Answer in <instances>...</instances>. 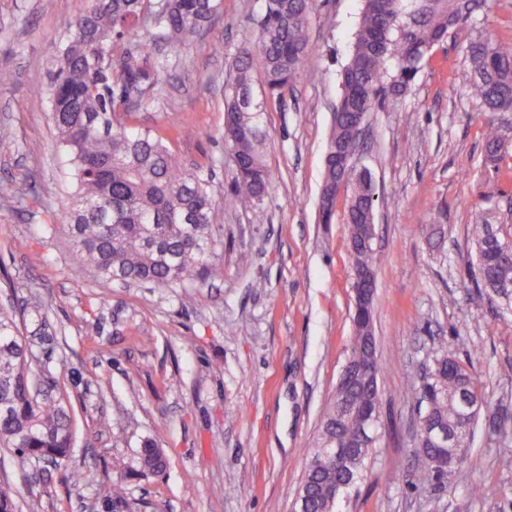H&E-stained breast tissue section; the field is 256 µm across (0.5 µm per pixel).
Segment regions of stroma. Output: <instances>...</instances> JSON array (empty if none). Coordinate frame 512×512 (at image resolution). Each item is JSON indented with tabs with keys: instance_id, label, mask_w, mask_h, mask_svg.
I'll use <instances>...</instances> for the list:
<instances>
[{
	"instance_id": "35a3bbf8",
	"label": "stroma",
	"mask_w": 512,
	"mask_h": 512,
	"mask_svg": "<svg viewBox=\"0 0 512 512\" xmlns=\"http://www.w3.org/2000/svg\"><path fill=\"white\" fill-rule=\"evenodd\" d=\"M89 0H0V179L22 185L0 202V307L22 336L39 298L57 340L33 344L44 386L62 398L75 445L61 468L0 448V487L15 512H104L121 482L139 512H291L317 429L353 337L352 269L344 199L317 221L323 161L340 95L339 73L362 0H317L308 68L265 103L264 154L273 185L248 209L217 208L219 275L186 290L126 286L76 272L59 216L74 187L63 174L47 97L67 27ZM261 0H223L215 22L178 47L157 44L166 69L136 117L165 130L188 164L211 163L216 196L232 160L220 138L224 89L256 38ZM512 42V0H483L419 70L406 97L369 118L363 164L379 193L374 329L382 425L361 481L336 512H512V448L478 426L470 461L443 480L415 463L411 387L436 347L471 364L485 395L512 402V312L475 306L468 227L479 215L512 225V152L485 161L487 116L468 93L477 35ZM166 454L159 474L138 459L144 440ZM498 486L488 502L472 486Z\"/></svg>"
}]
</instances>
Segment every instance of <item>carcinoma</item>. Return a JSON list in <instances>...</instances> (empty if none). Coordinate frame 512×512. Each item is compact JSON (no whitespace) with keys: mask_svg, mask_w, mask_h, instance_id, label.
I'll return each instance as SVG.
<instances>
[{"mask_svg":"<svg viewBox=\"0 0 512 512\" xmlns=\"http://www.w3.org/2000/svg\"><path fill=\"white\" fill-rule=\"evenodd\" d=\"M221 0H91L88 10L69 27L60 49L58 68L48 97L59 146L65 152L75 193L62 201L78 268L93 267L105 279L119 275L128 283L158 288L202 284L217 268L210 260L214 243L213 170L199 163L187 166L155 129L128 124L159 80L160 65L150 64L149 41L159 36L172 46L185 43L218 14ZM479 0H364L348 62L341 72L342 93L334 111L328 144L347 149L353 143L356 114L369 115L388 101L406 95L433 49L478 7ZM315 0H263L256 20L255 47L242 51L235 77L224 101V147L233 157L231 182L224 205L247 208L268 195L272 174L262 154L265 140L263 101L255 98L252 75L262 79V96L283 95L303 74L314 47L308 27ZM130 37L133 47L114 55L118 41ZM471 98L488 112L498 111L502 97L512 93V46L477 37L469 46ZM486 157L497 162L503 138L490 121L483 132ZM376 185L368 168L348 178L345 223L349 239L359 237L361 225L373 213ZM336 198L320 194L321 220L332 222ZM499 241L512 233L484 220L471 225L476 254L474 273L482 302L493 295L512 308V255L493 252L491 231ZM372 247L351 252L352 268H375ZM352 365H370L363 331H354L347 358ZM446 368L429 381L430 400L416 392L418 409L459 432L461 445L471 444L473 431L463 420L465 403L485 408L496 432L512 438L508 404L492 403L479 389L468 365L436 349L429 364ZM31 358L15 318L0 310V447L14 448L22 457L62 463L73 447L70 415L62 399L33 396ZM381 396L380 387L334 391L320 415L318 434L306 448L305 478L310 486L306 512H335L331 496L336 462L322 449L359 442L363 420L342 414L340 400L360 401ZM418 452L421 466L438 480L439 470L426 442ZM141 466L161 471L166 460L147 440L140 451ZM107 512H135L124 489L112 485Z\"/></svg>","mask_w":512,"mask_h":512,"instance_id":"cac0c4a2","label":"carcinoma"}]
</instances>
